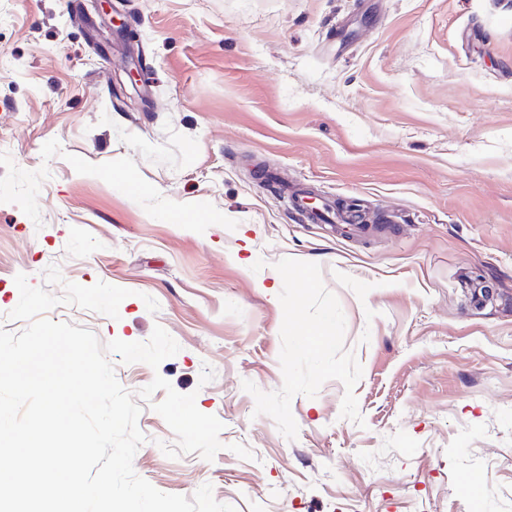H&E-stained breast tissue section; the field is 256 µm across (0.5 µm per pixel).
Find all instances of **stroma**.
Segmentation results:
<instances>
[{"instance_id":"1","label":"stroma","mask_w":512,"mask_h":512,"mask_svg":"<svg viewBox=\"0 0 512 512\" xmlns=\"http://www.w3.org/2000/svg\"><path fill=\"white\" fill-rule=\"evenodd\" d=\"M265 168L380 232L309 223ZM283 258L319 264L339 300L363 425L336 379L293 398L296 439L254 413L243 381L283 384ZM51 266L132 295L115 319L48 318L179 344L155 369L110 355L124 388L162 376L224 425L213 460L171 459L143 406L133 467L160 491L207 483L236 512H512V6L0 0L1 328L25 327L15 276L46 286Z\"/></svg>"}]
</instances>
